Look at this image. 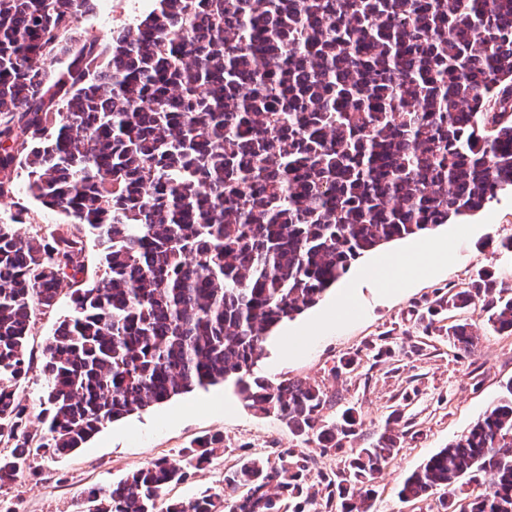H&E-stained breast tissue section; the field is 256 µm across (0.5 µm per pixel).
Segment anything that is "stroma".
I'll use <instances>...</instances> for the list:
<instances>
[{"instance_id": "35a3bbf8", "label": "stroma", "mask_w": 512, "mask_h": 512, "mask_svg": "<svg viewBox=\"0 0 512 512\" xmlns=\"http://www.w3.org/2000/svg\"><path fill=\"white\" fill-rule=\"evenodd\" d=\"M154 7V0H99L78 24L85 40L110 41L113 33L133 25ZM24 210L22 233L44 235L64 218L27 193L24 184L0 200V222ZM444 240L448 261L393 284L385 294L362 289L358 311L334 318L338 298L381 255L406 253L415 241H395L383 251L353 262L349 272L313 308L285 321L267 336L257 375L273 381L301 379L320 386L330 397L326 421L339 422L353 410L358 423L347 441L360 448L377 437L386 424L400 435L399 450L374 486V512H438L437 496L405 502L399 491L406 477L427 458L468 431L497 401L512 381V335L496 333L480 307L457 312L442 310L426 323L429 308L449 290L470 287L488 273L512 284V257L502 247L512 238V190L501 191L476 215L429 231ZM69 294L61 292L55 309L37 315L28 339L31 363L18 397L29 407L28 428L41 430L40 401L46 390L42 374L45 346L68 310ZM470 324L476 344L459 352L445 329L457 320ZM312 332L311 343L297 354L284 355L286 339ZM350 369H343L344 361ZM221 437L212 463L195 470L187 481L170 486L165 499L189 500L207 492L224 499V473L241 456L276 460L283 448L310 457L308 482L317 498L327 492L323 476L344 467L339 454H324L315 444L295 437L274 417H260L241 403L232 384L198 388L106 424L81 448L60 458L31 456L13 484L0 488V512H82L83 494L106 487L162 457L174 458L207 437Z\"/></svg>"}]
</instances>
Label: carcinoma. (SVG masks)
I'll return each mask as SVG.
<instances>
[{
	"label": "carcinoma",
	"instance_id": "obj_1",
	"mask_svg": "<svg viewBox=\"0 0 512 512\" xmlns=\"http://www.w3.org/2000/svg\"><path fill=\"white\" fill-rule=\"evenodd\" d=\"M95 0H0V198L27 190L67 219L44 237L0 224V487L32 452L63 456L150 405L234 382L249 410L325 451L326 393L254 376L266 337L314 307L361 255L482 210L512 188V0H157L100 44L77 37ZM65 56L50 71L45 61ZM100 269L84 262L85 239ZM70 290L44 349V428L17 391L35 313ZM481 305L512 333V294L489 275L439 309ZM463 352L467 323L446 330ZM218 437L87 491L88 512H158L211 464ZM388 427L349 448L329 496L372 512L399 448ZM306 457L243 456L224 503L163 512H317ZM491 477L469 502L462 479ZM441 512H512V382L403 482Z\"/></svg>",
	"mask_w": 512,
	"mask_h": 512
}]
</instances>
